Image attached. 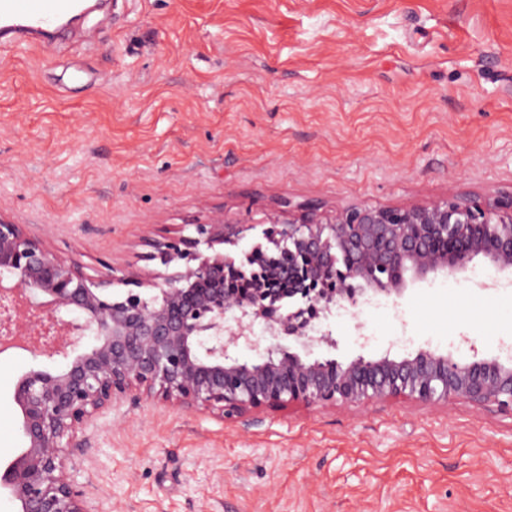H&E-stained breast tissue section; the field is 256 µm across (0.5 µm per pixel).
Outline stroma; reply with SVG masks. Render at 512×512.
<instances>
[{
	"instance_id": "35a3bbf8",
	"label": "stroma",
	"mask_w": 512,
	"mask_h": 512,
	"mask_svg": "<svg viewBox=\"0 0 512 512\" xmlns=\"http://www.w3.org/2000/svg\"><path fill=\"white\" fill-rule=\"evenodd\" d=\"M81 39L0 45V217L94 278L171 269L153 242L216 214L247 250L318 205L512 194V0H111ZM508 274L336 309L311 357H512ZM0 354V463L24 446ZM66 451L86 512H512V412L399 396L223 419L115 400Z\"/></svg>"
}]
</instances>
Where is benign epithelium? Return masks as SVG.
Returning a JSON list of instances; mask_svg holds the SVG:
<instances>
[{
    "label": "benign epithelium",
    "instance_id": "obj_1",
    "mask_svg": "<svg viewBox=\"0 0 512 512\" xmlns=\"http://www.w3.org/2000/svg\"><path fill=\"white\" fill-rule=\"evenodd\" d=\"M196 233L157 244L163 264L184 268L144 298L132 290L113 294L112 280L85 275L0 217V351L26 344L36 356L61 358L57 368L32 369L15 385L25 446L0 467V490L21 512H84L64 449L82 447L96 416L128 395L156 390L181 407L217 409L228 419L262 406L397 396L512 411V361L462 362L422 349L400 359L360 356L333 368L279 343L288 336L305 350L333 348L331 332L315 325L332 307L400 295L407 279L463 271L478 255L496 271L512 272V195L481 203L450 194L424 205H358L331 215L307 207L265 235L294 260L262 267L247 292L224 287V276H247L255 252L238 259L200 251L236 244L242 229L220 213L196 225ZM441 242L448 250L436 249ZM258 319L265 322L260 335ZM84 338L89 347L75 352ZM242 347L254 357L240 358Z\"/></svg>",
    "mask_w": 512,
    "mask_h": 512
}]
</instances>
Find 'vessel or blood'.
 <instances>
[{
	"label": "vessel or blood",
	"instance_id": "b4317fda",
	"mask_svg": "<svg viewBox=\"0 0 512 512\" xmlns=\"http://www.w3.org/2000/svg\"><path fill=\"white\" fill-rule=\"evenodd\" d=\"M81 8V0H0V34L16 40L50 33Z\"/></svg>",
	"mask_w": 512,
	"mask_h": 512
}]
</instances>
